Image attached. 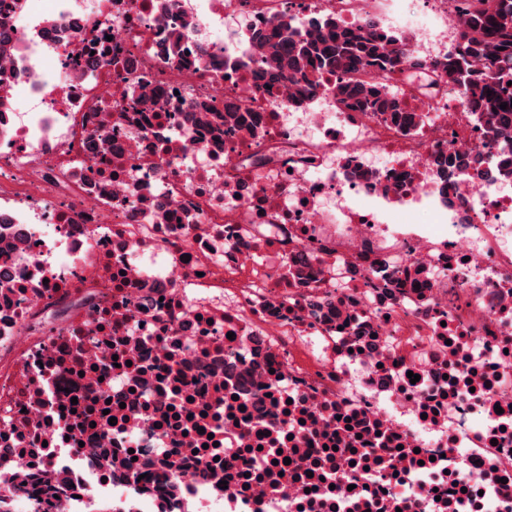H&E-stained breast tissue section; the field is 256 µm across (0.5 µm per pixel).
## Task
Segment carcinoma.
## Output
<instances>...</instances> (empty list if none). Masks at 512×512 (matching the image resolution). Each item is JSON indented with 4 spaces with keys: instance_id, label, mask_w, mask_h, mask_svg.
Wrapping results in <instances>:
<instances>
[{
    "instance_id": "obj_1",
    "label": "carcinoma",
    "mask_w": 512,
    "mask_h": 512,
    "mask_svg": "<svg viewBox=\"0 0 512 512\" xmlns=\"http://www.w3.org/2000/svg\"><path fill=\"white\" fill-rule=\"evenodd\" d=\"M466 22L448 74L463 88L470 111L496 118L497 133L512 127V0H468ZM289 77L297 83L342 74L336 98L369 112H402L401 100L388 95L374 74L394 67L397 35L371 33L342 19L313 33H288ZM506 109H501L502 103Z\"/></svg>"
}]
</instances>
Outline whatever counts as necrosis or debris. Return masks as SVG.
I'll list each match as a JSON object with an SVG mask.
<instances>
[{
  "label": "necrosis or debris",
  "mask_w": 512,
  "mask_h": 512,
  "mask_svg": "<svg viewBox=\"0 0 512 512\" xmlns=\"http://www.w3.org/2000/svg\"><path fill=\"white\" fill-rule=\"evenodd\" d=\"M36 2L0 0V512H512V128L448 76L462 0ZM336 16L400 36L403 112L259 38Z\"/></svg>",
  "instance_id": "obj_1"
}]
</instances>
